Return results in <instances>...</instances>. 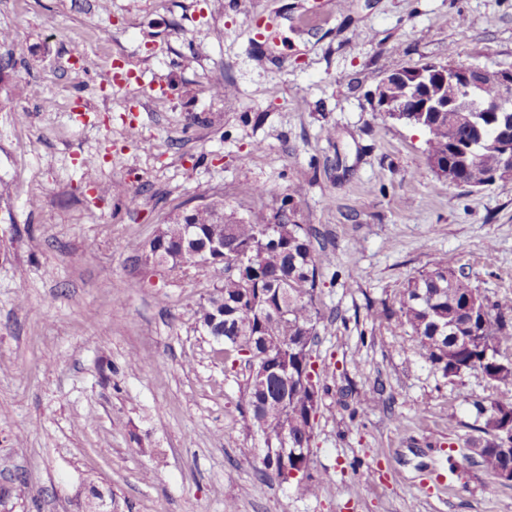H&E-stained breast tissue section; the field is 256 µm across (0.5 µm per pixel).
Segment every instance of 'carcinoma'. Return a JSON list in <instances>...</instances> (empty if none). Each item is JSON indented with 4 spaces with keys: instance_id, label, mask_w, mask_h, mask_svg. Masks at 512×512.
Masks as SVG:
<instances>
[{
    "instance_id": "1",
    "label": "carcinoma",
    "mask_w": 512,
    "mask_h": 512,
    "mask_svg": "<svg viewBox=\"0 0 512 512\" xmlns=\"http://www.w3.org/2000/svg\"><path fill=\"white\" fill-rule=\"evenodd\" d=\"M480 81L487 98L498 97L499 71L483 68ZM387 91L394 99L407 100L416 92L436 96L440 86L433 83L413 88L395 79ZM412 126L427 134V160L437 177H442L441 167L447 166L466 186L491 185L502 157L487 139L490 128L483 113L452 112ZM213 222L210 210L193 214L197 234L189 248L204 247ZM265 225L263 212L249 220L224 216L225 257L231 260L239 247L251 244L253 259L244 270L232 274L226 273L225 264L212 266L224 277L199 306L197 322L205 328L217 312H224L223 348L219 350L224 361L243 354L249 361L278 366L277 373L262 383L248 373L241 416L245 427L258 433L264 444L279 445L283 430H288V450L299 453V459L289 460V466L302 468L297 485L310 493L314 491L309 472L314 422L310 412L316 411L310 391L317 388L312 382L317 372L310 352L321 320L316 299L323 257L316 254L310 229L292 220L291 214L283 211L277 215L271 237L259 242L256 233ZM481 297L469 274L440 262L399 291L398 322L411 329L417 353L444 376L457 377L478 369L496 385L512 387V360L495 364L500 350L512 349V302L489 299L476 316L462 313L466 305ZM459 336H473L475 343H459ZM481 414L484 437L478 439L476 451L485 469L494 474L512 465V455L504 452L506 443L512 441V402L494 400Z\"/></svg>"
}]
</instances>
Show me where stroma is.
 I'll return each instance as SVG.
<instances>
[{"label": "stroma", "mask_w": 512, "mask_h": 512, "mask_svg": "<svg viewBox=\"0 0 512 512\" xmlns=\"http://www.w3.org/2000/svg\"><path fill=\"white\" fill-rule=\"evenodd\" d=\"M1 30L0 512H78L89 481L121 512H512L474 448L512 387L446 377L368 316L438 261L512 298V180L437 178L424 131L377 109L399 67L512 69V0H0ZM217 200L294 204L326 254L313 496L257 472L245 363L196 321L216 273L145 259Z\"/></svg>", "instance_id": "1"}]
</instances>
